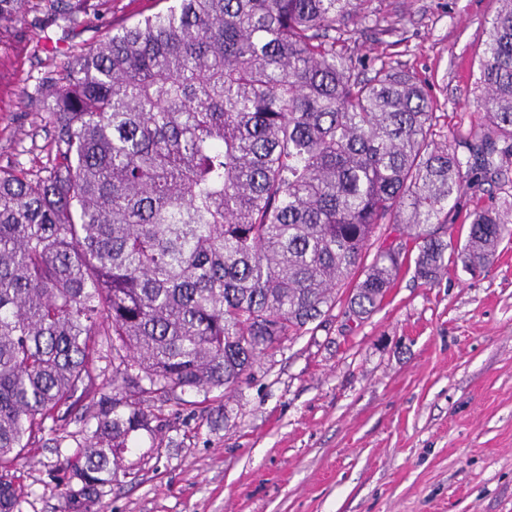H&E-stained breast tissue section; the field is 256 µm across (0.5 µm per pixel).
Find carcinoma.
<instances>
[{
	"label": "carcinoma",
	"instance_id": "carcinoma-1",
	"mask_svg": "<svg viewBox=\"0 0 512 512\" xmlns=\"http://www.w3.org/2000/svg\"><path fill=\"white\" fill-rule=\"evenodd\" d=\"M27 2L0 0V25ZM49 2L69 23L92 7ZM371 2L173 0L93 48L42 46L45 161L0 167V512L45 434L75 444L88 512L155 403L231 390L341 291L360 321L403 266L432 284L512 241V194L474 208L465 242L439 234L466 182L512 162V0L483 43L484 133L455 145L417 72L347 54ZM382 229L400 235L369 260ZM100 376L113 395L92 409Z\"/></svg>",
	"mask_w": 512,
	"mask_h": 512
}]
</instances>
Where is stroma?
<instances>
[{"label":"stroma","mask_w":512,"mask_h":512,"mask_svg":"<svg viewBox=\"0 0 512 512\" xmlns=\"http://www.w3.org/2000/svg\"><path fill=\"white\" fill-rule=\"evenodd\" d=\"M75 23L23 9L0 37V165H37L49 141L36 44L86 49L165 0H91ZM346 24L352 55L387 54L418 72L449 141L480 135L479 56L496 0H374ZM448 204L465 239L475 203ZM157 431L134 433L118 479L91 512H512V241L480 274L449 265L434 284L402 271L362 323L343 306L261 355L230 392L155 404ZM69 451L38 445L13 468L19 512H77L63 493Z\"/></svg>","instance_id":"stroma-1"}]
</instances>
